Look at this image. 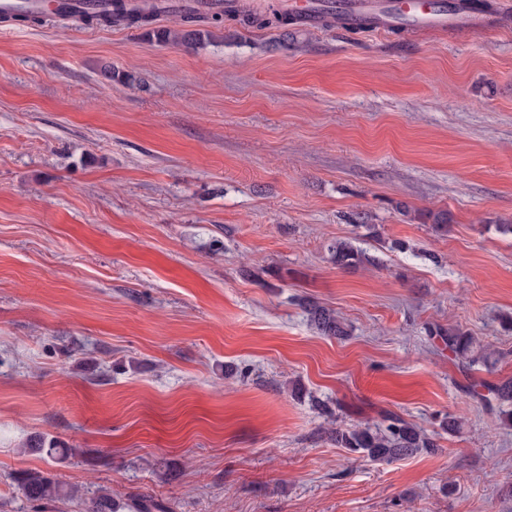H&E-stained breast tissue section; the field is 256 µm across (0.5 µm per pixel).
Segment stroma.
<instances>
[{
    "label": "stroma",
    "instance_id": "35a3bbf8",
    "mask_svg": "<svg viewBox=\"0 0 512 512\" xmlns=\"http://www.w3.org/2000/svg\"><path fill=\"white\" fill-rule=\"evenodd\" d=\"M490 3V34L0 23V512H33L30 470L78 490L46 512L100 489L512 512V427L461 390L512 379V0ZM339 240L370 264L334 265ZM437 326L488 362L462 368ZM391 414L438 452L376 463L329 437ZM302 305L310 321L322 335L334 337L348 336L346 325L333 310L313 301H303Z\"/></svg>",
    "mask_w": 512,
    "mask_h": 512
}]
</instances>
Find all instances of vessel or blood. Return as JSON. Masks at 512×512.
Wrapping results in <instances>:
<instances>
[{"label": "vessel or blood", "instance_id": "vessel-or-blood-1", "mask_svg": "<svg viewBox=\"0 0 512 512\" xmlns=\"http://www.w3.org/2000/svg\"><path fill=\"white\" fill-rule=\"evenodd\" d=\"M290 14L304 19L311 28L321 26L327 7L345 12L351 24L374 18V31L404 27L412 31L442 32L456 27H468L478 32L493 29L491 21H478L459 8L458 0H286Z\"/></svg>", "mask_w": 512, "mask_h": 512}]
</instances>
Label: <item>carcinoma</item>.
<instances>
[{
    "label": "carcinoma",
    "instance_id": "carcinoma-1",
    "mask_svg": "<svg viewBox=\"0 0 512 512\" xmlns=\"http://www.w3.org/2000/svg\"><path fill=\"white\" fill-rule=\"evenodd\" d=\"M242 17L245 24L272 25L288 23V14L277 10L269 15L249 13L238 8L227 11L199 14L188 10L181 12L180 18L184 27L180 29H152L147 35L162 43L196 45L210 37V32L201 30L198 25L202 22L220 24L224 15ZM154 19L152 7H130L125 0H106L103 9H91L80 14L79 20L88 25L112 27L117 25L147 27ZM333 262L340 268L356 267L371 262V258L354 247L348 241H338L330 248ZM310 321L324 336L341 337L348 335L346 325L336 313L313 301L302 302ZM446 344L455 356L467 365L478 360L488 361L480 342L460 328H450L444 332ZM487 394L483 395L472 387H465L462 392L472 396L491 411L499 413L502 422L512 425V380L493 383L486 386ZM387 425L383 428L376 426L337 428L330 432L336 447L345 448L352 454H357L373 462H390L405 456L418 453L433 454L439 445L434 435L428 434L397 415L386 417ZM15 481L25 499L37 510L43 509L48 503L61 496L59 485L48 475L38 471H25L15 477ZM86 512H162L164 507L147 497H138L120 505L105 491L85 501Z\"/></svg>",
    "mask_w": 512,
    "mask_h": 512
}]
</instances>
